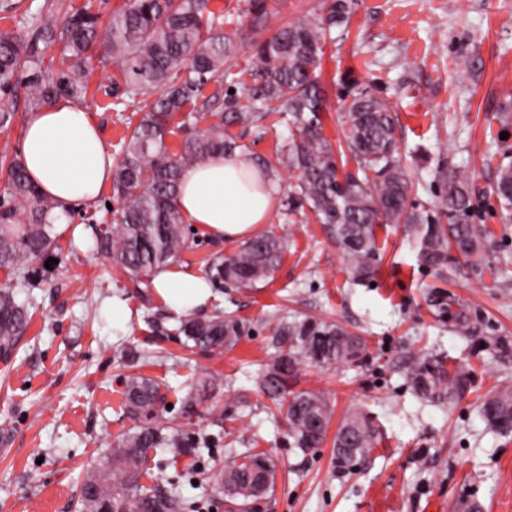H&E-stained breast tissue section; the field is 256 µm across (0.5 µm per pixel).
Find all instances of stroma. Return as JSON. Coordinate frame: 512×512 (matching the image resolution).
<instances>
[{"label": "stroma", "mask_w": 512, "mask_h": 512, "mask_svg": "<svg viewBox=\"0 0 512 512\" xmlns=\"http://www.w3.org/2000/svg\"><path fill=\"white\" fill-rule=\"evenodd\" d=\"M332 2L273 0L271 26L259 31L245 13L247 0L209 5L236 14L247 31L237 56L242 64L253 42L274 27L327 13ZM347 77L392 104L413 203L436 201L440 165L467 175L475 188V221L492 233V266L445 286L481 314L473 334L460 336L427 307L426 288L435 279L393 224L377 228L383 260L372 281L356 284L314 216L290 215L278 205L270 228L288 237L273 276L252 288L213 286V310L246 325L238 344L219 357L185 347L175 314L154 300L149 283L134 284L96 253L93 241L81 245L60 233L46 281L18 291L19 300L35 298L28 332L10 360H0V436L9 438L0 443V512H74L85 471L134 425L122 405L132 376L160 383L164 419L207 443L200 456L173 468L166 449H151L145 485L175 479L183 496L212 498L211 485L197 482L199 470L215 472L226 449L250 448L276 464L273 490L251 512H457L465 498L479 500L484 512H512V435L495 433L475 409L477 396L512 383V350L491 343L512 337V214L493 193L499 167L512 163V0H354L347 28H333L326 38L320 72L324 132L336 144L343 141L336 113ZM87 79L83 105L105 147L118 153L126 126L110 104L119 71L98 62ZM264 125L261 135L244 130L242 142L256 163H273L280 186H288V170L276 162L288 125L280 113ZM114 297L129 310L122 329L103 311ZM277 314L336 323L366 342L362 362L338 369L307 364L295 383L325 393L330 429L354 406L372 417L379 443L356 473H337L332 439L304 452L294 448L283 414L260 388L277 354ZM418 354L463 366L472 376L470 392L449 408L417 398L403 370ZM205 372L221 383L185 415L187 381ZM33 470L35 483L28 480Z\"/></svg>", "instance_id": "stroma-1"}]
</instances>
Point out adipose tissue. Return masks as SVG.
Here are the masks:
<instances>
[{
	"label": "adipose tissue",
	"mask_w": 512,
	"mask_h": 512,
	"mask_svg": "<svg viewBox=\"0 0 512 512\" xmlns=\"http://www.w3.org/2000/svg\"><path fill=\"white\" fill-rule=\"evenodd\" d=\"M21 153L29 179L62 208L95 204L115 165L88 110L70 98L29 113ZM279 195L277 180L238 152L187 169L177 207L205 237L234 243L271 223ZM151 285L157 301L177 314L201 313L212 303L208 281L189 269H158Z\"/></svg>",
	"instance_id": "obj_1"
}]
</instances>
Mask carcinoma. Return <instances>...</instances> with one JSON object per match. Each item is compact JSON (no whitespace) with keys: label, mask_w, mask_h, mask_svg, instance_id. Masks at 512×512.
Masks as SVG:
<instances>
[{"label":"carcinoma","mask_w":512,"mask_h":512,"mask_svg":"<svg viewBox=\"0 0 512 512\" xmlns=\"http://www.w3.org/2000/svg\"><path fill=\"white\" fill-rule=\"evenodd\" d=\"M209 0H128L112 12L106 25L87 4L63 15L52 9L26 16V32L0 31V131L15 118L13 99L24 84L32 108L66 96L80 99L88 92L83 80L94 60L116 65L124 88L115 93L112 109L134 106L141 117L127 130L121 159L112 176V196L118 208L113 223L95 227V250L132 279L148 278L158 267L175 262L190 249L176 199L183 172L218 154L242 148L234 126L262 128L270 112L288 113L295 130L281 149V161L294 182L286 201L287 214L310 211L336 241L352 269L353 279L369 278L380 261L375 232L378 224H400L413 240L420 266L446 282L481 262L490 263L488 234L472 222L476 210L468 177L437 168L438 200L431 206L409 202L408 174L397 154L392 109L356 80L342 92L339 117L346 147L358 159L356 172L339 175L336 150L323 134L321 113L326 91L318 70L327 33L346 24L353 0H333L327 15L301 17L282 25L255 44L251 67L233 70L241 37L224 31L234 15L209 10ZM251 25L270 23L267 0H249ZM60 45L61 65L44 64L45 49ZM218 83L210 95L208 82ZM248 99L247 104L240 98ZM201 99L200 111L213 117L203 131L186 138L171 153L166 137L170 123L185 105ZM183 116V115H181ZM191 115L183 116L188 120ZM8 181L0 202V269L20 279L23 288L45 280V262L54 257L57 203L28 180L21 154L3 152ZM494 192L505 211L512 210V165L499 168ZM285 237L273 231L245 243L238 251L206 270L214 282L252 287L272 276L279 266ZM425 302L439 320L449 319L457 331L471 333V309L453 307L439 287ZM30 302L17 300L14 286L0 285V357L9 358L29 321ZM177 331L192 346L219 355L237 344L245 324L231 315L177 318ZM278 364L261 379L263 392L286 408L294 447H318L326 431L312 428L317 418L330 420L319 390L291 389L305 363L329 368L354 364L364 357L365 341L338 325L315 317H281L273 328ZM405 380L418 397L448 407L472 386L470 373L452 369L432 356H419L406 367ZM217 386L205 375L192 382L185 397L186 412ZM165 393L151 379L132 377L125 389L124 413L137 422L133 431L113 440L108 456L82 478L81 512H201L204 503L188 501L172 488L145 487L147 455L168 448L171 462L195 456L200 441L162 417ZM479 413L502 435L512 431V385L504 384L483 397ZM377 444V430L368 416L353 408L336 429V471L353 472ZM275 464L263 453L228 452L216 492L232 505L228 512H249V504L271 486Z\"/></svg>","instance_id":"1"}]
</instances>
